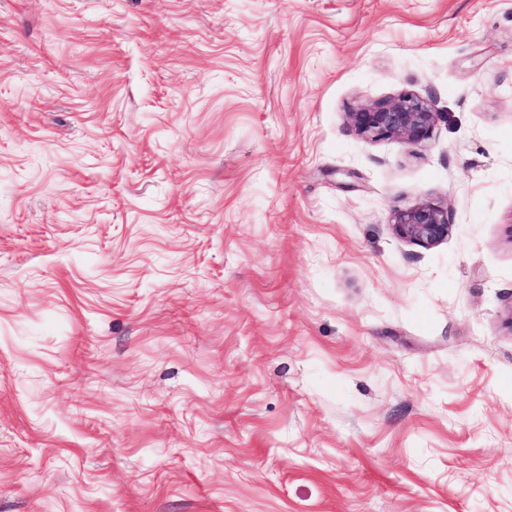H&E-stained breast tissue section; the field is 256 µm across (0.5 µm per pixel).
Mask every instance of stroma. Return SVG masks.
Listing matches in <instances>:
<instances>
[{
	"label": "stroma",
	"mask_w": 512,
	"mask_h": 512,
	"mask_svg": "<svg viewBox=\"0 0 512 512\" xmlns=\"http://www.w3.org/2000/svg\"><path fill=\"white\" fill-rule=\"evenodd\" d=\"M0 512H512V0H0ZM348 116L355 130L368 139L395 138L410 146L428 140L439 118L426 100L411 93L361 106ZM394 231L402 239L431 248L448 236V212L430 204L395 213Z\"/></svg>",
	"instance_id": "35a3bbf8"
}]
</instances>
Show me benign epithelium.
I'll return each instance as SVG.
<instances>
[{"mask_svg":"<svg viewBox=\"0 0 512 512\" xmlns=\"http://www.w3.org/2000/svg\"><path fill=\"white\" fill-rule=\"evenodd\" d=\"M348 116L355 130L368 139L395 138L413 146L430 138L439 113L426 100L404 93L388 101L361 106ZM393 227L400 238L431 248L448 237V212L430 204L399 210Z\"/></svg>","mask_w":512,"mask_h":512,"instance_id":"obj_1","label":"benign epithelium"}]
</instances>
